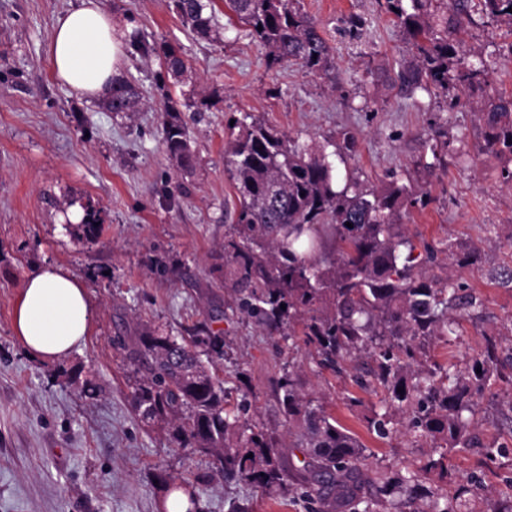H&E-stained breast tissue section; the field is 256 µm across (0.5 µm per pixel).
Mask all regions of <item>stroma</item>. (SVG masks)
<instances>
[{
	"instance_id": "stroma-1",
	"label": "stroma",
	"mask_w": 512,
	"mask_h": 512,
	"mask_svg": "<svg viewBox=\"0 0 512 512\" xmlns=\"http://www.w3.org/2000/svg\"><path fill=\"white\" fill-rule=\"evenodd\" d=\"M80 0H0V512H159L156 482L167 471L200 488V512H308L302 499L282 506L261 488L208 475L201 456L168 444L136 419L127 385L128 363L112 346L127 328L149 322L190 335L205 317L224 333L216 374L228 402L248 400L250 424L287 438L289 425L273 393L285 370L301 375L305 390L355 433L373 469L395 472L424 464L432 442L414 441L410 415L397 413V432L381 438L366 427L381 395L351 379L367 357L347 360L344 372L318 366L303 344L265 335L250 319L224 320V290L211 272L228 226L224 209L235 190L224 171L228 121L252 114L300 141L341 142L357 136L346 168L368 186L393 171L427 183L433 198L404 220L414 242L450 240L481 251L478 265L453 276L482 302L483 319H461L452 344H438L429 360L459 365L480 352L484 334L512 346V288L496 273L512 267V185L502 162L481 153L478 102L512 93V35L486 22L470 27L469 46L498 58L485 88L449 106L441 98L405 97L383 81L413 50L380 0H301L333 49L334 77L310 75L299 65L268 67L264 49L224 0H213L216 26L203 39L185 26L173 0H100L122 25L179 50L189 61L181 76L167 75L161 57L125 54L122 75L132 77L145 105L134 115L104 109L56 78L48 56L58 16ZM358 15L359 32L346 21ZM207 103L192 112V94ZM189 119L197 156L178 170L162 145L165 104ZM450 143L465 142L473 159L446 158L433 175L415 161L429 153L430 128ZM92 206L101 230L90 242L75 239L67 215ZM171 268L151 271L155 259ZM53 264L75 275L94 306L90 331L78 350L54 363L27 356L13 329L26 277ZM79 371L70 384L67 372ZM480 445L449 450L446 470L428 485L455 495L470 481L472 512L487 502L512 505V380L497 378L478 399L471 425ZM495 446L494 460L483 449Z\"/></svg>"
}]
</instances>
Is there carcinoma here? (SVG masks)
Listing matches in <instances>:
<instances>
[{"instance_id":"obj_1","label":"carcinoma","mask_w":512,"mask_h":512,"mask_svg":"<svg viewBox=\"0 0 512 512\" xmlns=\"http://www.w3.org/2000/svg\"><path fill=\"white\" fill-rule=\"evenodd\" d=\"M237 21L265 49L269 66L295 63L308 73L329 74L332 48L300 0H226ZM191 31L209 37L214 14L206 0H174ZM386 12L409 36L414 60L389 72L385 81L406 96L424 91L448 97V91H473L488 84L495 62L466 46L463 34L478 14L504 25L512 34V0H385ZM129 45L142 58L163 55L168 73L187 69L184 56L171 46L158 47L138 32ZM139 88L128 77L112 80L105 101L109 112H136ZM480 151L507 158L500 170L512 184V95L488 99L480 107ZM163 144L181 170L196 164L192 131L181 112L166 106L160 113ZM224 165L233 182L237 205L225 212L230 228L212 268L229 300L224 311L239 312L270 336L299 338L320 366L341 368L346 359L365 353L372 365L355 378L366 390L379 387L385 403L401 410L414 407L408 431L433 443L470 448L464 413L490 385L502 346L487 338L465 371L436 361L418 367L426 347L458 335L456 312L481 318V302L463 284L428 274L444 253L459 268L476 265V247L453 249L449 240L422 243V251L403 229L411 210L426 208L432 198L424 186L404 182L397 173L376 189L358 178L339 183L335 155L345 163L357 138L342 134L329 154L246 114L228 126ZM445 133L431 130L433 161L422 155L416 165L431 174L443 165ZM93 208L76 225L75 237L91 241L99 227ZM353 227L346 226V223ZM286 308H281V305ZM113 346L131 367L128 378L133 411L139 422L168 443L190 449L226 480L265 489L276 499L295 485L311 512H380L386 498L403 494L428 499L425 512H464L462 485L449 498L425 489V474L443 465L445 454L403 472L368 473L366 448L359 438L314 404L294 371L275 381L276 399L297 431L283 443L273 432L254 430L228 408L223 382L215 369L224 359V336L198 323L190 337L156 325L138 323L132 336H118ZM404 392H398V389ZM381 438L394 430L387 413L366 418ZM302 448L307 460L294 469L284 461L285 448ZM165 494L187 496L185 512H199L198 493L181 477L159 473Z\"/></svg>"}]
</instances>
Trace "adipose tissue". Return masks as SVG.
I'll return each instance as SVG.
<instances>
[{"label": "adipose tissue", "instance_id": "adipose-tissue-1", "mask_svg": "<svg viewBox=\"0 0 512 512\" xmlns=\"http://www.w3.org/2000/svg\"><path fill=\"white\" fill-rule=\"evenodd\" d=\"M126 36L99 0H81L56 21L49 48L55 76L87 97L106 95L119 75ZM92 315L83 285L62 267L47 265L25 281L13 328L32 358L53 362L83 344Z\"/></svg>", "mask_w": 512, "mask_h": 512}]
</instances>
